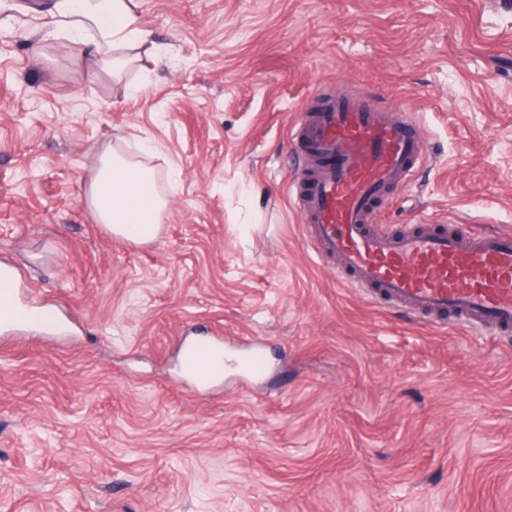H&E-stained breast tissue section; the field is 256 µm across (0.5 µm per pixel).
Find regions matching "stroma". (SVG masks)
<instances>
[{"label":"stroma","instance_id":"stroma-1","mask_svg":"<svg viewBox=\"0 0 512 512\" xmlns=\"http://www.w3.org/2000/svg\"><path fill=\"white\" fill-rule=\"evenodd\" d=\"M39 2L0 0V266L68 327L0 330V512H512V334L347 286L287 187L303 113L360 91L427 146L378 228L512 231V0H136L118 78ZM110 147L153 240L96 220ZM204 339L265 371L192 381ZM154 179L151 168L108 148L88 185L89 203L99 223L119 238H155L168 200L151 190Z\"/></svg>","mask_w":512,"mask_h":512}]
</instances>
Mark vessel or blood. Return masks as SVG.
<instances>
[{"label": "vessel or blood", "instance_id": "vessel-or-blood-1", "mask_svg": "<svg viewBox=\"0 0 512 512\" xmlns=\"http://www.w3.org/2000/svg\"><path fill=\"white\" fill-rule=\"evenodd\" d=\"M292 143L295 157L321 160L308 168V187L295 192L294 204L318 255L338 259L351 287L417 316L456 313L478 333L512 329L511 231L445 225L388 233L373 226L380 205L425 156L416 123L361 94L332 96L305 113ZM23 317L16 277L1 269L0 327H18ZM215 353L214 343L195 344L190 371L206 374Z\"/></svg>", "mask_w": 512, "mask_h": 512}]
</instances>
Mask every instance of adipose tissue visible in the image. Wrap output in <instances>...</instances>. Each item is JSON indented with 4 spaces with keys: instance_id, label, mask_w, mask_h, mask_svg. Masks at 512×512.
<instances>
[{
    "instance_id": "ef3b65f1",
    "label": "adipose tissue",
    "mask_w": 512,
    "mask_h": 512,
    "mask_svg": "<svg viewBox=\"0 0 512 512\" xmlns=\"http://www.w3.org/2000/svg\"><path fill=\"white\" fill-rule=\"evenodd\" d=\"M134 0H63L64 23L79 37H90L89 57L103 68L121 70L123 58L117 48L149 45L150 30L136 24ZM155 175L143 163L108 150L101 157L88 185L91 208L114 236L148 241L160 231L167 199L152 191Z\"/></svg>"
}]
</instances>
